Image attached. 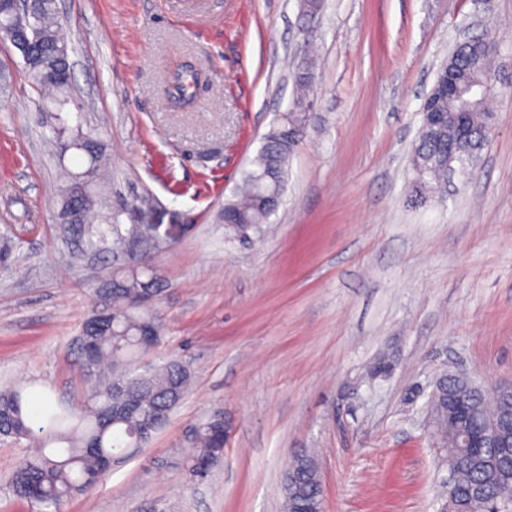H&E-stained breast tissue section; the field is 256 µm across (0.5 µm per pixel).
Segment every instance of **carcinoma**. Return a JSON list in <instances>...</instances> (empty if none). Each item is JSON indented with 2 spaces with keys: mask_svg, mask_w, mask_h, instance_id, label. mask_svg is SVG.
<instances>
[{
  "mask_svg": "<svg viewBox=\"0 0 512 512\" xmlns=\"http://www.w3.org/2000/svg\"><path fill=\"white\" fill-rule=\"evenodd\" d=\"M30 33V45L23 61L37 87L66 93L70 91V46L57 20L55 0H34L18 11L0 0V30ZM454 97L434 98L439 112L460 111L467 89L495 75L494 55L482 42L460 47L455 53ZM314 73L296 77V95L282 124L305 133L306 113L311 111ZM473 131L467 160L486 146L481 131L492 121L489 99L473 101L462 115ZM53 134L68 135L67 145L81 153L84 171H65L68 183L59 200V215L70 208V198L78 203V223L59 225L60 236L73 244L69 256L80 260L87 254L112 258V270L105 286L93 291L88 319L99 325L80 331L78 344L84 373L81 397L69 404L59 402L48 411L32 407L34 391L13 385L0 389V437L26 447L12 469V492L31 502L59 508L69 499L91 490L110 467L123 462L136 449L147 446L169 422L174 409L184 399L191 373L177 359H169L144 370L134 363L150 353L161 341L162 323L153 300L163 291V278L155 258L166 253L157 247V233L147 224H125L121 212L103 199L79 190L103 178L104 147L101 141L82 128L81 113L54 115ZM459 124L422 123L419 140L411 157L413 192L430 193L448 176L453 162ZM298 147L282 139L273 127L264 137L257 156L246 170L237 198L219 214L220 221L231 216L226 228L234 235L247 237L268 223L272 212L258 206V199L272 191H284L288 163ZM456 396L467 406L474 429H495L499 448L491 454H477L468 448H448L442 460L453 473L455 496L460 512H487L490 504L502 500L512 488V409L456 375L444 377L430 399L433 419L443 434L453 439L455 428L441 403L443 394ZM224 417L218 413L196 428L195 448L188 458L193 474L210 471L224 456ZM284 510L296 512L295 497L323 500V486L315 456L306 449L293 452L284 473Z\"/></svg>",
  "mask_w": 512,
  "mask_h": 512,
  "instance_id": "obj_1",
  "label": "carcinoma"
}]
</instances>
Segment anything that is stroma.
Segmentation results:
<instances>
[{
	"label": "stroma",
	"mask_w": 512,
	"mask_h": 512,
	"mask_svg": "<svg viewBox=\"0 0 512 512\" xmlns=\"http://www.w3.org/2000/svg\"><path fill=\"white\" fill-rule=\"evenodd\" d=\"M67 26L72 100L109 157V202L150 196L164 332L149 364L180 360L190 389L167 426L61 512H282L296 449H311L322 512H439L448 468L433 451L439 376L512 380V98L468 176L412 201L422 108L464 36L493 34L512 84V0H56ZM315 72L314 108L288 165L283 202L243 239L217 215L294 74ZM184 74L187 103L169 85ZM53 105L0 42V384L41 399L80 396L77 338L108 266L72 265L56 232L60 153ZM388 362L387 372L374 366ZM223 461L187 464L215 412ZM22 448L0 444V512Z\"/></svg>",
	"instance_id": "1"
}]
</instances>
